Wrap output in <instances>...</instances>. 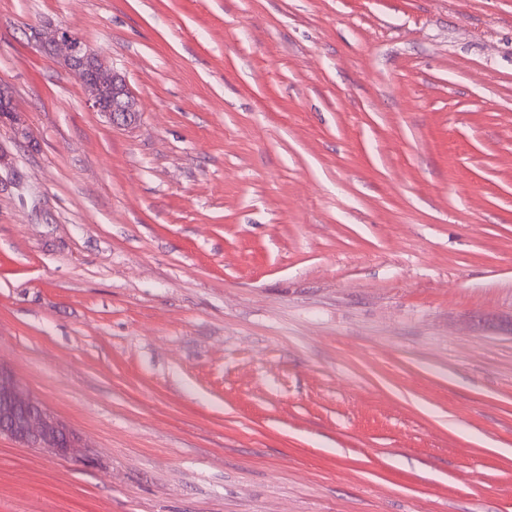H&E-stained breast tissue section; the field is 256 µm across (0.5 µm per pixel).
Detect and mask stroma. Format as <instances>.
Segmentation results:
<instances>
[{
  "instance_id": "obj_1",
  "label": "stroma",
  "mask_w": 512,
  "mask_h": 512,
  "mask_svg": "<svg viewBox=\"0 0 512 512\" xmlns=\"http://www.w3.org/2000/svg\"><path fill=\"white\" fill-rule=\"evenodd\" d=\"M0 90V366L81 444L0 512H512V0H0ZM38 38L44 49L62 57L65 66L83 84L91 109L107 114L114 125L136 122L138 99L125 77L103 62L86 41L63 28H46Z\"/></svg>"
}]
</instances>
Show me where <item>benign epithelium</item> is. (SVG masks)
<instances>
[{
    "mask_svg": "<svg viewBox=\"0 0 512 512\" xmlns=\"http://www.w3.org/2000/svg\"><path fill=\"white\" fill-rule=\"evenodd\" d=\"M39 42L61 56L83 84L91 109L107 114L114 125L136 122L138 99L125 77L103 62L86 41L67 29L47 28L39 33ZM0 435L64 455L77 447L76 439L61 422L1 367Z\"/></svg>",
    "mask_w": 512,
    "mask_h": 512,
    "instance_id": "obj_1",
    "label": "benign epithelium"
}]
</instances>
